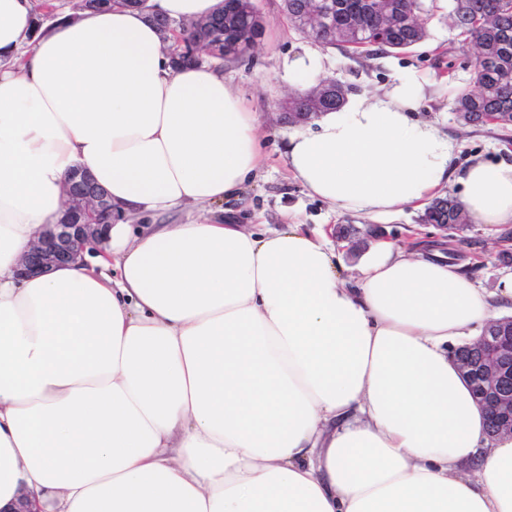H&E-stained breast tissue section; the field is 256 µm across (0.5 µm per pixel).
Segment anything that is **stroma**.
<instances>
[{"mask_svg":"<svg viewBox=\"0 0 512 512\" xmlns=\"http://www.w3.org/2000/svg\"><path fill=\"white\" fill-rule=\"evenodd\" d=\"M264 29L254 47L243 57L224 62L221 72L255 112L261 134L263 166L244 188L240 198L224 205V218L237 224H263L277 229L295 221L309 227L320 225L361 231L378 226L393 240L404 242L420 225L421 209L407 207L381 221L368 216L330 210L322 201L307 194L287 169L288 137L292 126L278 119L279 107L297 86L291 62L304 54H317L320 77H330L351 85L355 93L375 92L389 87L401 77L413 75L429 80L427 96L414 117L434 122L458 145V162L480 155L492 161L512 163V127L494 124L465 126L454 115L457 91L468 88L471 50L449 19L452 0H423L421 18L426 35L407 51L379 52L371 56H348L339 50L321 48L314 39L295 30L284 13L283 0H254ZM451 258L476 284L487 290L499 287L512 273V262H503L492 233L481 224H468L453 231Z\"/></svg>","mask_w":512,"mask_h":512,"instance_id":"35a3bbf8","label":"stroma"}]
</instances>
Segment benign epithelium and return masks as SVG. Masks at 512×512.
Listing matches in <instances>:
<instances>
[{
  "mask_svg": "<svg viewBox=\"0 0 512 512\" xmlns=\"http://www.w3.org/2000/svg\"><path fill=\"white\" fill-rule=\"evenodd\" d=\"M69 206L24 258V270L40 272L74 262L103 244L105 223L90 215H109L112 204L94 179L85 174L68 186ZM471 350L480 360L453 357L461 376L474 388L488 416V435H512V318L489 323Z\"/></svg>",
  "mask_w": 512,
  "mask_h": 512,
  "instance_id": "7a95c632",
  "label": "benign epithelium"
}]
</instances>
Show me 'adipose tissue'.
<instances>
[{"instance_id":"1","label":"adipose tissue","mask_w":512,"mask_h":512,"mask_svg":"<svg viewBox=\"0 0 512 512\" xmlns=\"http://www.w3.org/2000/svg\"><path fill=\"white\" fill-rule=\"evenodd\" d=\"M149 14L38 30L34 0H0V512H512V435L448 353L512 275L490 292L381 237L348 278L326 231L212 216L262 166L257 117L222 73L173 68ZM428 86L297 128L293 179L375 219L452 181L471 223L512 225V163L458 167L412 117ZM77 167L112 199L104 250L20 276ZM181 204L197 219L162 223Z\"/></svg>"}]
</instances>
